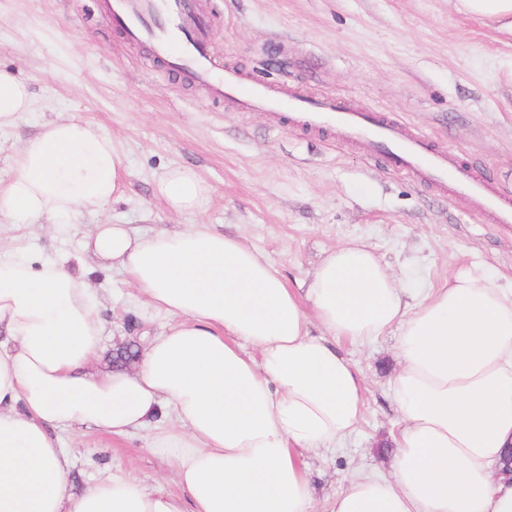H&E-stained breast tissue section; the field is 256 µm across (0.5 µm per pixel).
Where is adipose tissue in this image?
<instances>
[{
    "instance_id": "obj_1",
    "label": "adipose tissue",
    "mask_w": 512,
    "mask_h": 512,
    "mask_svg": "<svg viewBox=\"0 0 512 512\" xmlns=\"http://www.w3.org/2000/svg\"><path fill=\"white\" fill-rule=\"evenodd\" d=\"M30 103L28 87L0 70V128ZM124 174L110 137L60 117L23 143L0 215L71 225L120 198ZM156 192L183 214L208 188L174 167ZM83 249L177 323L135 368L93 370L104 325L87 273L65 258L0 250V329L11 338L0 343V512H311L299 456L347 440L365 398L337 345L390 330L402 421L392 471L352 477L331 512H512V476L500 472L512 448V284L474 271L418 298L351 241L328 252L301 293L239 236L200 224H99ZM167 405L178 423L148 447L173 458L180 492L119 474L70 491L55 430L122 438Z\"/></svg>"
}]
</instances>
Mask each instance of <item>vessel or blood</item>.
I'll use <instances>...</instances> for the list:
<instances>
[{
  "label": "vessel or blood",
  "mask_w": 512,
  "mask_h": 512,
  "mask_svg": "<svg viewBox=\"0 0 512 512\" xmlns=\"http://www.w3.org/2000/svg\"><path fill=\"white\" fill-rule=\"evenodd\" d=\"M112 19L130 37L151 43L158 56L174 57V68L183 76L207 84L213 94L233 101L241 110L290 113L303 126L339 130L362 140L395 170L435 184L453 182L457 193L476 200L481 213L494 223L512 224V203L489 194L482 177L459 165L451 154L435 150L427 135H400L396 122L329 100L298 93L284 98L266 82L242 84L229 70L216 77L203 36L205 21L194 0H112Z\"/></svg>",
  "instance_id": "obj_1"
}]
</instances>
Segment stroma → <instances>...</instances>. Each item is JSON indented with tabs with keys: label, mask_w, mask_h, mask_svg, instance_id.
I'll use <instances>...</instances> for the list:
<instances>
[{
	"label": "stroma",
	"mask_w": 512,
	"mask_h": 512,
	"mask_svg": "<svg viewBox=\"0 0 512 512\" xmlns=\"http://www.w3.org/2000/svg\"><path fill=\"white\" fill-rule=\"evenodd\" d=\"M217 69L284 93L340 97L431 136L475 164L512 197V33L462 11L457 0H199ZM0 68L13 70L32 108L0 129V184L13 175L23 139L56 116L74 115L111 137L128 183L105 210L62 229L0 217V245L86 262L83 235L95 224L172 229L206 224L264 253L290 287H307L332 248L369 245L397 279L422 292L480 270L512 278V224H487L450 188L420 183L330 130L294 127L267 112H241L205 85L172 71L111 18V0H0ZM209 186L200 209L169 211L155 192L173 167ZM105 332L97 369L127 343L145 347L167 315L148 308L119 269H99ZM362 372L366 402L356 433L303 461L315 512H329L354 469L389 473L400 418L389 395L396 334L343 345ZM125 439L88 428L58 432L78 493L119 473L176 492L172 458L147 446L150 429Z\"/></svg>",
	"instance_id": "35a3bbf8"
}]
</instances>
